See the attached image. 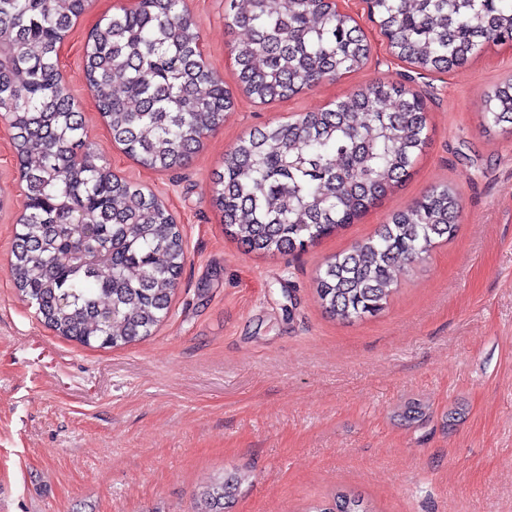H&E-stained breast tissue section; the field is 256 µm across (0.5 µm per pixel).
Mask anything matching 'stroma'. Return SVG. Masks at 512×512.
<instances>
[{"label": "stroma", "mask_w": 512, "mask_h": 512, "mask_svg": "<svg viewBox=\"0 0 512 512\" xmlns=\"http://www.w3.org/2000/svg\"><path fill=\"white\" fill-rule=\"evenodd\" d=\"M129 5L88 0L60 72L94 151L182 226L186 263L152 336L121 348L58 336L13 286L27 199L0 121V512H192L198 488L227 473L243 481L225 512H306L339 490L374 512H512V133L482 123L487 91L512 77V42L421 75L390 54L365 0H340L367 63L259 104L237 83L232 48L246 33L226 26L224 0H187L234 107L185 167L159 172L114 142L83 73L90 32ZM377 83L427 102L430 142L411 178L291 256L227 236L211 192L225 154ZM441 183L464 197L456 236L398 272L376 316L326 313L321 265ZM414 406L421 420L405 421Z\"/></svg>", "instance_id": "1"}]
</instances>
